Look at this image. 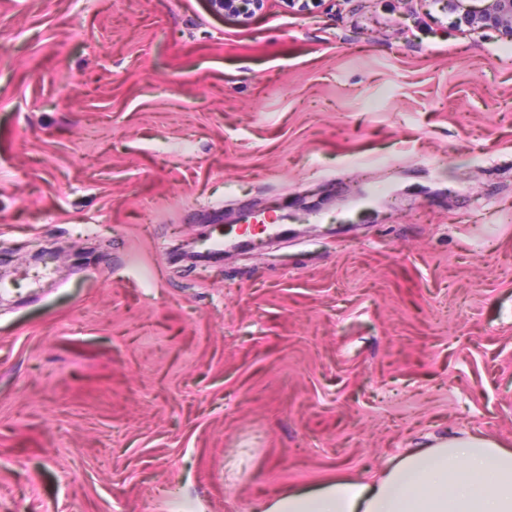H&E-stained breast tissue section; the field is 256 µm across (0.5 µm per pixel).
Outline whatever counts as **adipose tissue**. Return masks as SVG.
<instances>
[{
    "instance_id": "1",
    "label": "adipose tissue",
    "mask_w": 512,
    "mask_h": 512,
    "mask_svg": "<svg viewBox=\"0 0 512 512\" xmlns=\"http://www.w3.org/2000/svg\"><path fill=\"white\" fill-rule=\"evenodd\" d=\"M260 512H512V450L469 432L405 453L372 481L339 474Z\"/></svg>"
}]
</instances>
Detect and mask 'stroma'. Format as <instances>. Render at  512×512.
<instances>
[{
  "label": "stroma",
  "mask_w": 512,
  "mask_h": 512,
  "mask_svg": "<svg viewBox=\"0 0 512 512\" xmlns=\"http://www.w3.org/2000/svg\"><path fill=\"white\" fill-rule=\"evenodd\" d=\"M404 10L0 0V512H255L512 449V38ZM250 210L264 250L173 254Z\"/></svg>",
  "instance_id": "obj_1"
}]
</instances>
